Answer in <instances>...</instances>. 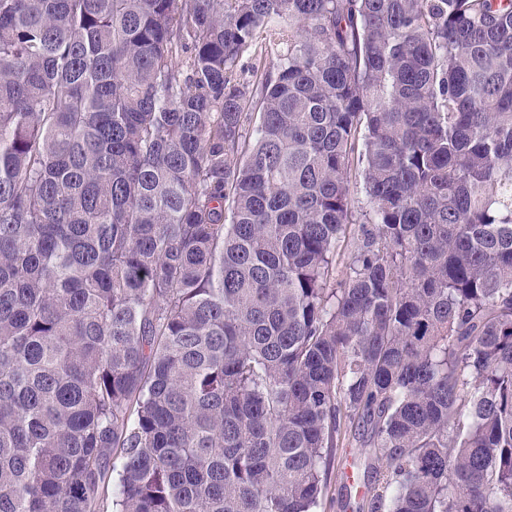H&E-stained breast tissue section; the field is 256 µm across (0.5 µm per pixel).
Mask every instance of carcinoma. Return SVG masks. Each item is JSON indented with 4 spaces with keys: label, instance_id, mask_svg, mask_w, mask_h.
<instances>
[{
    "label": "carcinoma",
    "instance_id": "carcinoma-1",
    "mask_svg": "<svg viewBox=\"0 0 512 512\" xmlns=\"http://www.w3.org/2000/svg\"><path fill=\"white\" fill-rule=\"evenodd\" d=\"M345 426L512 512V0H0V512H321ZM357 227L358 224H351L347 230L346 236L342 237L339 242L336 252V281L342 280L349 271L348 261L355 246L356 235H354V232L357 230Z\"/></svg>",
    "mask_w": 512,
    "mask_h": 512
}]
</instances>
